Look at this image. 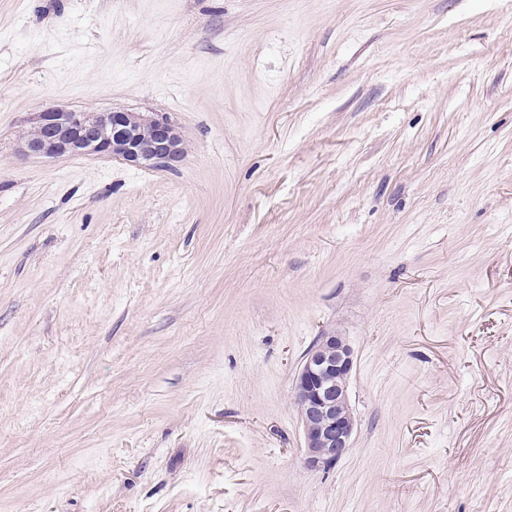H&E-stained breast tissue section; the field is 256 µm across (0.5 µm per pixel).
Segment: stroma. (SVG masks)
<instances>
[{"mask_svg": "<svg viewBox=\"0 0 512 512\" xmlns=\"http://www.w3.org/2000/svg\"><path fill=\"white\" fill-rule=\"evenodd\" d=\"M59 106L184 154L21 153ZM0 512H512V0H0ZM355 361L346 336L329 331L318 337L294 377L293 397L303 426L308 468L332 466L351 448L356 420L348 384Z\"/></svg>", "mask_w": 512, "mask_h": 512, "instance_id": "obj_1", "label": "stroma"}]
</instances>
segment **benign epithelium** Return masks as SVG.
Segmentation results:
<instances>
[{"label": "benign epithelium", "mask_w": 512, "mask_h": 512, "mask_svg": "<svg viewBox=\"0 0 512 512\" xmlns=\"http://www.w3.org/2000/svg\"><path fill=\"white\" fill-rule=\"evenodd\" d=\"M35 137L23 141L27 154L48 158L101 154L136 166H167L183 155V140L166 118L124 110L88 112L48 108L37 114ZM355 352L339 331L318 337L293 383L303 426L304 463L311 469L336 464L351 448L356 420L348 384Z\"/></svg>", "instance_id": "7a95c632"}]
</instances>
